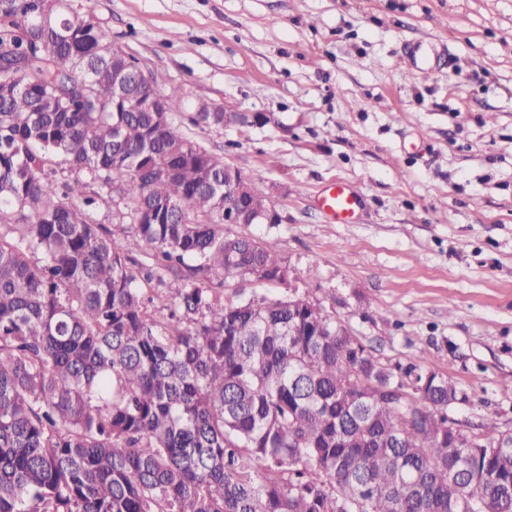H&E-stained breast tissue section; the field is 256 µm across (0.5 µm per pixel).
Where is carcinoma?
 I'll return each mask as SVG.
<instances>
[{
  "mask_svg": "<svg viewBox=\"0 0 512 512\" xmlns=\"http://www.w3.org/2000/svg\"><path fill=\"white\" fill-rule=\"evenodd\" d=\"M112 46L74 0H0V512H512L507 434L462 439L450 380L307 294L224 300L288 263L224 234V158ZM91 185L150 263L100 231Z\"/></svg>",
  "mask_w": 512,
  "mask_h": 512,
  "instance_id": "1",
  "label": "carcinoma"
}]
</instances>
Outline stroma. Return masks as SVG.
<instances>
[{"instance_id":"stroma-1","label":"stroma","mask_w":512,"mask_h":512,"mask_svg":"<svg viewBox=\"0 0 512 512\" xmlns=\"http://www.w3.org/2000/svg\"><path fill=\"white\" fill-rule=\"evenodd\" d=\"M175 123L252 178L300 291L386 363L422 362L466 394L453 415L512 433V0H91ZM436 74L403 58L416 44ZM261 115L195 126L198 102ZM362 208L329 223L316 192ZM319 207L336 222L347 224L361 206L358 193L346 182L336 181L317 196Z\"/></svg>"}]
</instances>
